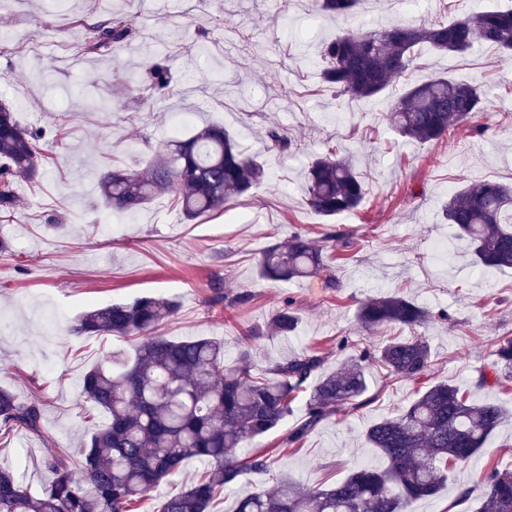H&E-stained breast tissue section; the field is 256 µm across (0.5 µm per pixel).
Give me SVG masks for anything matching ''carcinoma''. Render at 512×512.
I'll return each mask as SVG.
<instances>
[{
    "label": "carcinoma",
    "instance_id": "carcinoma-1",
    "mask_svg": "<svg viewBox=\"0 0 512 512\" xmlns=\"http://www.w3.org/2000/svg\"><path fill=\"white\" fill-rule=\"evenodd\" d=\"M360 0H314L317 14L351 17ZM84 50L97 56L130 39V20L115 16L82 23ZM494 46L512 56V8L477 12L448 24L429 27L348 28L323 44L315 61L328 89L353 98L385 91L417 60L416 48L439 54L464 53L476 44ZM486 93L479 87L435 76L414 84L397 98L392 115L401 136L421 143L440 139L484 111ZM65 138L64 128L33 130L19 124L12 108L0 103V215L11 217L19 182L36 183L47 156L45 136ZM292 143L277 126L266 131L264 150L289 152ZM268 180L265 165L222 126L209 125L152 159L144 172L114 170L100 180L106 210L133 212L167 194L183 217L224 209L227 202ZM305 200L315 214L333 218L361 204L365 189L352 163L329 149L308 164ZM445 218L458 237L473 248L474 264L512 268V185L473 180L448 196ZM344 250L351 240L342 232L319 240L296 232L267 247L258 259L261 275L271 281L326 276L338 287L327 248ZM250 294L234 296L214 289L211 305H243ZM177 312L163 296H142L128 303L96 308L71 326L75 335H109L140 339L134 355L114 351L84 373L81 392L102 408L106 423L95 432L78 464L56 454L45 460L51 477L34 494L16 473L0 468V512H130L131 505L175 476L185 461L208 464L190 487L165 498L160 512H211L224 491L245 475L262 477L272 466L266 448L248 445L277 428L292 404L309 393L302 422L286 441L296 444L338 411L356 409L368 390V369L383 368L401 380H416L431 367L426 337L394 336L365 348L325 373L324 352L303 348L288 358L258 368L253 342L264 336H290L299 317L293 299L284 300L265 324L237 342L227 356L224 341L211 337L173 340L154 330ZM426 308L400 293L365 299L358 320L368 329L426 325ZM491 364L494 383L512 380V338L500 340ZM506 417L498 404L465 395L446 382L427 387L399 414L370 425L365 438L382 463L358 462L349 474L325 487L282 480L271 491L258 489L236 498L233 512H406L419 499L437 495L448 482L450 467L477 464L488 437ZM41 410L0 390V431L40 432ZM477 512H512V471L483 470L475 488Z\"/></svg>",
    "mask_w": 512,
    "mask_h": 512
}]
</instances>
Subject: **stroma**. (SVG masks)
I'll list each match as a JSON object with an SVG mask.
<instances>
[{
    "label": "stroma",
    "mask_w": 512,
    "mask_h": 512,
    "mask_svg": "<svg viewBox=\"0 0 512 512\" xmlns=\"http://www.w3.org/2000/svg\"><path fill=\"white\" fill-rule=\"evenodd\" d=\"M496 4L422 0L405 9L394 0H361L346 25L445 24ZM115 15L132 20L133 37L107 58L83 53L76 20ZM341 28L317 16L311 0H20L0 9V100L25 127L60 124L67 131L63 143L45 145L44 176L34 186L19 183L11 220H0L9 243L0 251V387L41 408L40 434H0V466L37 490L49 478V454L82 458L106 415L83 400L79 379L107 353L132 352L135 342L75 336L68 327L87 311L144 293L178 303L159 335L217 338L230 352L245 330L263 327L294 298L297 331L258 339L260 367L314 344L331 371L345 358L337 337H350L357 351L381 343L388 329L367 331L356 317L368 297L401 293L449 314L421 330L432 349L426 375L397 382L371 369L363 406L331 416L290 445L287 435L305 414L304 400H297L264 439L274 456L270 474L244 476L241 493L272 488L285 476L328 486L354 462L374 457L365 440L371 424L398 414L435 383L471 388L478 369L491 364L494 344L512 336V269L475 267L443 208L469 181L512 183V124L501 119L512 107V68L489 45L456 55L423 46L415 66L381 94L339 97L322 88L313 62ZM155 64L168 68L171 93L154 92ZM437 75L488 89L487 106L475 118L483 135L464 126L422 144L393 130L392 106L404 88ZM180 113L191 116L186 137L208 124L224 126L266 166L268 183L192 222L167 195L132 217L105 211L101 177L118 167L145 169L171 139ZM272 123L293 141L292 154L264 152ZM329 149L352 158L365 187L356 211L332 219L311 212L302 189L312 155ZM300 229L351 238L353 249L332 262L339 287L322 276L260 278V253ZM216 279L225 293H249L250 302L211 306ZM475 396L510 413L488 438L482 466L512 469V384ZM476 479L473 467L458 468L437 497L412 503L408 512H475L476 502L460 494Z\"/></svg>",
    "instance_id": "obj_1"
}]
</instances>
